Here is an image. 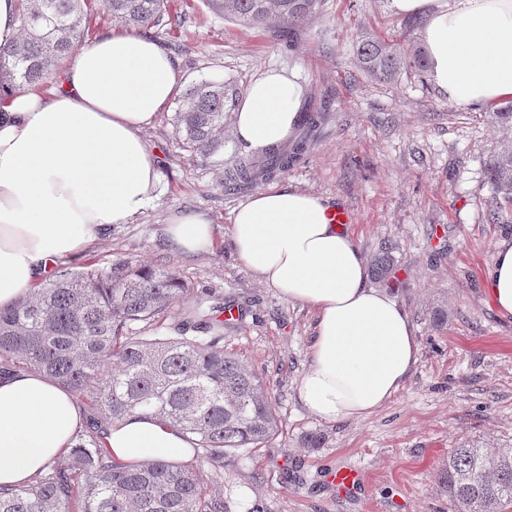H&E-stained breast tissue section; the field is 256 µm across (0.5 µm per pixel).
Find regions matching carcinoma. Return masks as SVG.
Wrapping results in <instances>:
<instances>
[{
  "label": "carcinoma",
  "mask_w": 512,
  "mask_h": 512,
  "mask_svg": "<svg viewBox=\"0 0 512 512\" xmlns=\"http://www.w3.org/2000/svg\"><path fill=\"white\" fill-rule=\"evenodd\" d=\"M231 21L293 35L316 16L322 0H202ZM170 0H18L22 40L0 46V93L51 81L83 41L101 7L125 27L149 31L172 24ZM355 62L379 81L422 73L427 57L411 43L359 35ZM237 92L222 81H199L180 95L173 118L176 144L189 159L224 149V103ZM306 139L278 145L224 172L243 189L288 170ZM486 181L503 207H512V150L493 156ZM188 283L164 265L117 260L60 266L54 277L0 312V358L20 371L42 372L78 396L100 417L78 435L68 462L53 463L23 489L0 487V512H230L211 486L224 481V455L259 448L276 432L269 387L233 355L224 337L187 316L173 336H138L131 326H154L184 302ZM149 412L196 438L188 464L162 460L130 467L113 459L101 420ZM441 484L458 512H502L512 502V448L491 452L461 445L448 454Z\"/></svg>",
  "instance_id": "1"
}]
</instances>
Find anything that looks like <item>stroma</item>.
I'll list each match as a JSON object with an SVG mask.
<instances>
[{
    "instance_id": "35a3bbf8",
    "label": "stroma",
    "mask_w": 512,
    "mask_h": 512,
    "mask_svg": "<svg viewBox=\"0 0 512 512\" xmlns=\"http://www.w3.org/2000/svg\"><path fill=\"white\" fill-rule=\"evenodd\" d=\"M182 6L183 27L150 33L176 60L181 87L221 80L244 90L266 69H294L306 103L330 98L306 153L274 182L350 210L366 261L392 245L391 276L401 286L391 295L410 317L418 361L367 417L327 423L304 408L298 386L315 313L262 284L231 239L233 213L250 193L228 189L223 171L250 150L228 135L210 162L188 160L169 110L142 132L159 152L155 200L66 265L123 258L182 273L191 294L159 320L160 335L210 293L241 309V320L222 329L224 348L269 383L278 431L265 447L225 456L221 490L231 512L257 504L265 512H454L438 484L449 451L463 443L512 448V319L483 289L497 242L512 238V222L492 218L483 174L493 152L512 147V133L496 127L492 105H454L429 77L379 82L356 68L359 31L400 35L403 19L390 0H324L291 42L213 14L200 0ZM186 213L210 222L208 250L170 245L169 223ZM312 432L322 435L319 447L306 445ZM342 467L361 475L353 494L331 482Z\"/></svg>"
}]
</instances>
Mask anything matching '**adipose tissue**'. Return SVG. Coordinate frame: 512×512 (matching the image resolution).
<instances>
[{
    "mask_svg": "<svg viewBox=\"0 0 512 512\" xmlns=\"http://www.w3.org/2000/svg\"><path fill=\"white\" fill-rule=\"evenodd\" d=\"M400 16L426 15L429 76L460 106L512 97V0H391ZM179 73L158 42L113 28L69 59L49 89L0 94V309L28 297L59 260L110 228L131 223L156 197L157 153L142 130L168 108ZM305 88L296 71L268 69L232 114L233 137L256 152L295 132ZM324 198L298 188L258 190L234 211L241 264L286 299L311 308L315 334L298 396L319 419H358L384 406L418 360L405 309L368 283L355 237L331 223ZM173 248L211 245L199 214L171 223ZM484 291L512 317V238L500 240ZM83 421L72 393L32 372L0 375V485L26 486L60 458ZM115 459L138 465L189 461L191 435L135 412L110 425Z\"/></svg>",
    "mask_w": 512,
    "mask_h": 512,
    "instance_id": "adipose-tissue-1",
    "label": "adipose tissue"
}]
</instances>
